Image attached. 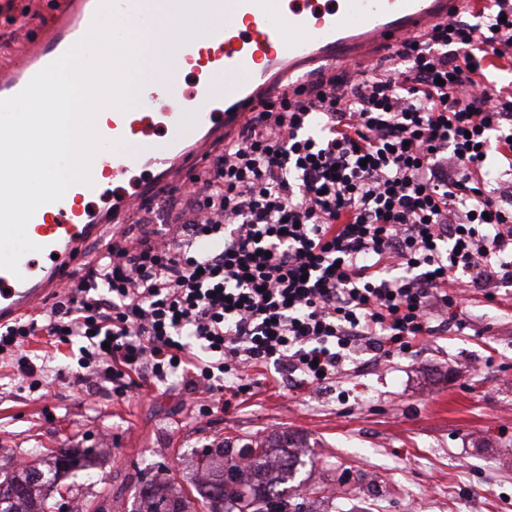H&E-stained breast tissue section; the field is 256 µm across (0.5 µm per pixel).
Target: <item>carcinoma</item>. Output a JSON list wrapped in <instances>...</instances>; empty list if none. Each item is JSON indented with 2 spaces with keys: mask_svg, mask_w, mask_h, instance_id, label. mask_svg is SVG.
<instances>
[{
  "mask_svg": "<svg viewBox=\"0 0 512 512\" xmlns=\"http://www.w3.org/2000/svg\"><path fill=\"white\" fill-rule=\"evenodd\" d=\"M299 447L301 442L286 431L257 442L251 451L250 469L242 472L236 458L230 456V448L218 444L198 459L195 491L208 512H308L302 502L288 510L281 489L294 472L295 449ZM26 454L29 461L24 465L0 468V512H53L46 490L54 485L58 468H89L86 453L72 448L57 449L53 464L43 469V449L29 448ZM40 471L46 478L35 484L33 475ZM139 499L136 512H190V502L156 476L143 484Z\"/></svg>",
  "mask_w": 512,
  "mask_h": 512,
  "instance_id": "carcinoma-1",
  "label": "carcinoma"
}]
</instances>
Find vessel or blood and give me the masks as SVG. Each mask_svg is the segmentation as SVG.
Returning a JSON list of instances; mask_svg holds the SVG:
<instances>
[{"label":"vessel or blood","instance_id":"1","mask_svg":"<svg viewBox=\"0 0 512 512\" xmlns=\"http://www.w3.org/2000/svg\"><path fill=\"white\" fill-rule=\"evenodd\" d=\"M100 0H65L49 35L29 50L20 71L0 73V99L22 91L40 70L81 41ZM478 0H240L226 23L179 55L196 79L189 94L146 89L139 111L113 110L95 127L108 142L136 144L135 152L103 150L92 159L111 173L70 186L62 200L42 205L27 224L38 249L24 254L18 273L0 269V325L70 291L88 259L85 244L126 226L135 215L162 208L190 177L213 167L216 146L237 139L264 106L306 98L314 81L377 65L405 39L475 9ZM95 205L84 220L83 202Z\"/></svg>","mask_w":512,"mask_h":512}]
</instances>
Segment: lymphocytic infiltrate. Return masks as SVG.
<instances>
[{
  "instance_id": "lymphocytic-infiltrate-1",
  "label": "lymphocytic infiltrate",
  "mask_w": 512,
  "mask_h": 512,
  "mask_svg": "<svg viewBox=\"0 0 512 512\" xmlns=\"http://www.w3.org/2000/svg\"><path fill=\"white\" fill-rule=\"evenodd\" d=\"M508 65L512 0H479L388 68L268 106L194 178L170 246L113 238L46 323L0 327V357L42 389L177 384L229 414L263 386L333 387L359 351L467 329L458 273L488 300L512 283V90L487 77ZM40 334L78 344V372L24 354Z\"/></svg>"
}]
</instances>
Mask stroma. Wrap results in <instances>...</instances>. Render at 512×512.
Segmentation results:
<instances>
[{"mask_svg":"<svg viewBox=\"0 0 512 512\" xmlns=\"http://www.w3.org/2000/svg\"><path fill=\"white\" fill-rule=\"evenodd\" d=\"M57 4L0 0V67L22 62ZM457 291L469 329L348 371L319 395L255 390L232 414L177 387L116 398L107 383L58 381L43 397L0 361V465L32 446L99 450L90 471L61 478V504L110 500L113 512H135L143 475L186 493L192 451L287 430L305 446L286 491L311 512H512V286L489 301L463 274Z\"/></svg>","mask_w":512,"mask_h":512,"instance_id":"35a3bbf8","label":"stroma"}]
</instances>
